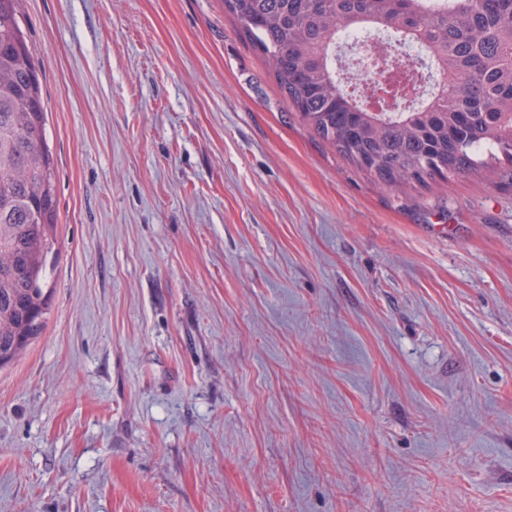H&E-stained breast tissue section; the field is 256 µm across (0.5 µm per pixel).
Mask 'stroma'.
<instances>
[{
	"instance_id": "stroma-1",
	"label": "stroma",
	"mask_w": 512,
	"mask_h": 512,
	"mask_svg": "<svg viewBox=\"0 0 512 512\" xmlns=\"http://www.w3.org/2000/svg\"><path fill=\"white\" fill-rule=\"evenodd\" d=\"M55 162L0 512H512V164L381 186L224 0H22Z\"/></svg>"
}]
</instances>
